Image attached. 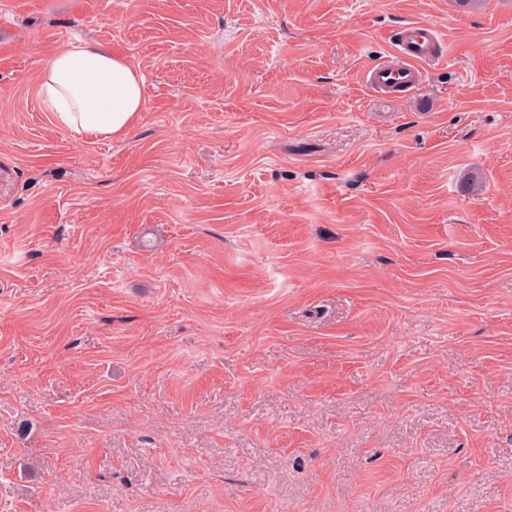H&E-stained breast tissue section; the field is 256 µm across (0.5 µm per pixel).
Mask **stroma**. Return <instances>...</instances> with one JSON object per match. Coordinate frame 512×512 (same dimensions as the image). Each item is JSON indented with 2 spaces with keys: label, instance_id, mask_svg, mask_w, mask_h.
Here are the masks:
<instances>
[{
  "label": "stroma",
  "instance_id": "35a3bbf8",
  "mask_svg": "<svg viewBox=\"0 0 512 512\" xmlns=\"http://www.w3.org/2000/svg\"><path fill=\"white\" fill-rule=\"evenodd\" d=\"M0 18V512H512V0ZM417 21L445 60L376 93ZM78 37L123 136L41 105ZM143 88L140 72L109 46L76 41L45 63L38 95L58 128L86 140L125 134L144 110Z\"/></svg>",
  "mask_w": 512,
  "mask_h": 512
}]
</instances>
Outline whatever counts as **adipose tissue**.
I'll use <instances>...</instances> for the list:
<instances>
[{
	"mask_svg": "<svg viewBox=\"0 0 512 512\" xmlns=\"http://www.w3.org/2000/svg\"><path fill=\"white\" fill-rule=\"evenodd\" d=\"M144 79L99 42L68 44L45 63L38 94L56 126L76 139L125 134L144 110Z\"/></svg>",
	"mask_w": 512,
	"mask_h": 512,
	"instance_id": "obj_1",
	"label": "adipose tissue"
}]
</instances>
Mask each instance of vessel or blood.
<instances>
[{"mask_svg":"<svg viewBox=\"0 0 512 512\" xmlns=\"http://www.w3.org/2000/svg\"><path fill=\"white\" fill-rule=\"evenodd\" d=\"M444 38L433 25L411 22L392 44L393 60L382 61L367 73L368 81L379 88L400 90L419 84L427 66L442 56Z\"/></svg>","mask_w":512,"mask_h":512,"instance_id":"b4317fda","label":"vessel or blood"}]
</instances>
